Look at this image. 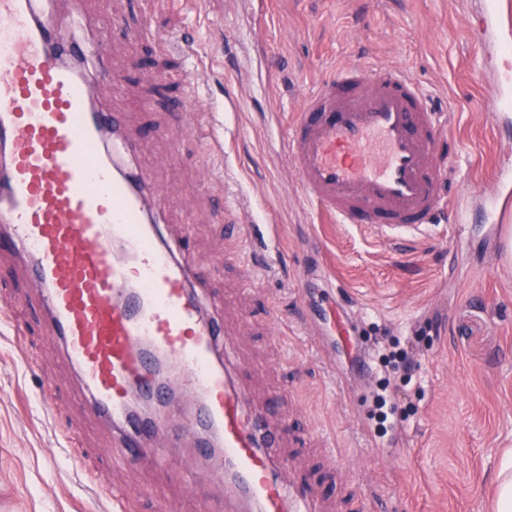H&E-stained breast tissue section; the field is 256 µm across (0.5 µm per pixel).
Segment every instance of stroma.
<instances>
[{"label":"stroma","mask_w":512,"mask_h":512,"mask_svg":"<svg viewBox=\"0 0 512 512\" xmlns=\"http://www.w3.org/2000/svg\"><path fill=\"white\" fill-rule=\"evenodd\" d=\"M133 31L104 32L115 67L136 62L111 105L150 126L139 163L160 186L165 239L195 264L203 309L218 314L248 407L281 433L292 474L307 473L319 512H493L502 451L512 448V210L483 223L512 139L491 135L493 62L469 39L464 0H110ZM172 32L198 47L185 57ZM407 70L454 112L459 221L394 250L373 234L323 223L286 159L285 128L305 95L353 65ZM182 101L184 113L171 112ZM201 131L184 133L186 121ZM233 132L208 151L212 123ZM245 221L244 236L224 227ZM0 512H200L222 484L172 480L214 464L191 442L167 466L113 456L112 427L86 402L24 279L0 254ZM348 317L339 342L320 308ZM24 336H17L15 327ZM418 361L407 374L403 357ZM57 384L54 413L41 384ZM384 395L378 420L376 395Z\"/></svg>","instance_id":"stroma-1"}]
</instances>
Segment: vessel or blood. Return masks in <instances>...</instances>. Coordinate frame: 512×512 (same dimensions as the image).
Here are the masks:
<instances>
[{
    "mask_svg": "<svg viewBox=\"0 0 512 512\" xmlns=\"http://www.w3.org/2000/svg\"><path fill=\"white\" fill-rule=\"evenodd\" d=\"M67 3L81 26L118 25L108 0L92 15ZM474 37L512 59V0H482ZM120 79L104 40H76L34 0H0V251L25 258L51 336L120 429L116 454L164 462L131 405L184 393L191 413L172 415L169 442L193 436L223 452L224 503L208 512H317L307 484L285 481L277 429L248 409L220 350L223 322L203 317L190 265L157 227L158 188L127 164L141 137L103 103ZM490 95L496 113L512 111V69ZM454 120L408 72L348 67L304 99L287 128L289 165L323 216L404 243L458 206L438 158ZM496 203L494 224L512 206V174Z\"/></svg>",
    "mask_w": 512,
    "mask_h": 512,
    "instance_id": "vessel-or-blood-1",
    "label": "vessel or blood"
}]
</instances>
